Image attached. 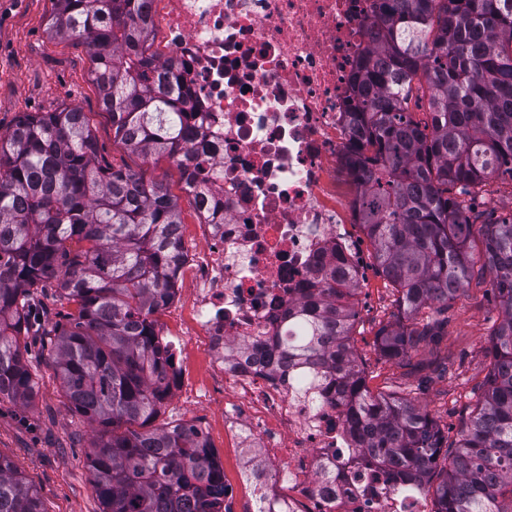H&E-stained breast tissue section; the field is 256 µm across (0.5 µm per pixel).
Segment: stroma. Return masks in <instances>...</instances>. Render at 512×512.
<instances>
[{"mask_svg":"<svg viewBox=\"0 0 512 512\" xmlns=\"http://www.w3.org/2000/svg\"><path fill=\"white\" fill-rule=\"evenodd\" d=\"M54 10V0H0V134L10 132L24 113L79 107L90 118L101 159L164 180L180 196L185 234L195 239L199 218L180 195L176 167L169 159L146 161L113 144L112 122L90 76L88 46L80 38L48 35L47 22ZM339 230L361 259L352 334L370 391L415 399L449 442H456L490 367L488 336L499 313L489 283L470 285L449 302L446 336L420 344L403 362L388 360L379 351L377 332L398 315L397 296L375 269L374 249L363 227L343 224ZM25 357L38 383L37 393L25 406L0 400V455L37 489L46 512H101L86 458L92 431L70 409L47 351L31 344ZM183 365L185 384L169 398L157 422L184 421L205 428L211 445L224 451L226 479H234L238 460L224 439V400L205 391L214 373L200 337H188Z\"/></svg>","mask_w":512,"mask_h":512,"instance_id":"1","label":"stroma"}]
</instances>
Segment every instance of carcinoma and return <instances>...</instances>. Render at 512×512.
I'll return each instance as SVG.
<instances>
[{
	"mask_svg": "<svg viewBox=\"0 0 512 512\" xmlns=\"http://www.w3.org/2000/svg\"><path fill=\"white\" fill-rule=\"evenodd\" d=\"M47 30L81 38L115 145L177 170L201 134L170 64L150 53L145 0H56ZM378 37L353 76L357 223L401 318L379 349L402 360L444 321L418 326L492 273L499 323L480 399L448 449L428 410L372 394L353 349L358 271L342 261L313 271L277 337L281 366L330 377L354 451L384 468L399 492L433 494L435 512H512V213L490 222L473 201L512 179V0H376ZM425 108L426 118L414 116ZM182 224L162 180L109 167L86 113L27 112L0 136V399L30 403L37 383L22 336H36L71 410L93 431L89 468L102 512H212L224 472L200 427H152L166 406L169 355L154 315L173 286ZM483 225L480 268L470 253ZM54 280L77 305L49 318L38 289ZM0 512H45L36 490L0 456Z\"/></svg>",
	"mask_w": 512,
	"mask_h": 512,
	"instance_id": "cac0c4a2",
	"label": "carcinoma"
}]
</instances>
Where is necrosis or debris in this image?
<instances>
[{"mask_svg": "<svg viewBox=\"0 0 512 512\" xmlns=\"http://www.w3.org/2000/svg\"><path fill=\"white\" fill-rule=\"evenodd\" d=\"M373 0H149L154 57L180 78L206 131L197 246L178 278L196 283L190 335L202 337L230 394L224 429L239 479L222 512H426L388 488L351 449L340 407L276 370L268 338L311 269L332 257L337 225L356 220L346 158L351 78L371 42ZM245 341L246 354L224 346ZM258 493L242 505L240 487ZM290 495H282L281 485Z\"/></svg>", "mask_w": 512, "mask_h": 512, "instance_id": "1", "label": "necrosis or debris"}]
</instances>
